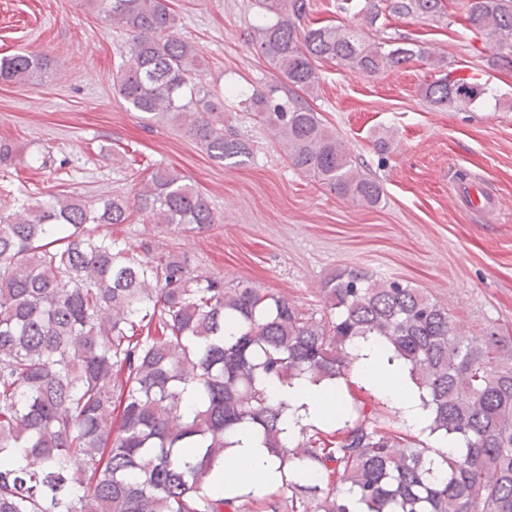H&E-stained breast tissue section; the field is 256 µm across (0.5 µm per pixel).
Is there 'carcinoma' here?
I'll list each match as a JSON object with an SVG mask.
<instances>
[{
	"label": "carcinoma",
	"mask_w": 512,
	"mask_h": 512,
	"mask_svg": "<svg viewBox=\"0 0 512 512\" xmlns=\"http://www.w3.org/2000/svg\"><path fill=\"white\" fill-rule=\"evenodd\" d=\"M130 34L114 88L146 119L167 117L226 167L253 150L224 124V100L271 126L288 162L337 194L376 205L381 186L359 174L336 134L303 98L275 102L197 78L202 52L178 29L169 0H95ZM255 46L302 92L318 84L315 62L366 75L413 60H444L421 46L368 43L363 30L304 23L306 0H258ZM443 0H363L373 25L384 13H443ZM464 30L493 42L494 62L512 68V0H463ZM47 55L0 59V81L47 77ZM484 90L448 72L425 88L436 105L467 107ZM128 202L79 198L0 212V512H512V340L474 344L448 310L402 279L343 269L322 287L323 314L248 284L224 289L195 275L179 254L121 248L92 224H124ZM135 208L156 224L214 223L204 194L157 168ZM377 336L408 367L431 430L460 445L413 447L363 418L339 436L289 445L285 403L268 384L336 381L360 338ZM194 410L181 419L184 394ZM248 426L284 464L299 461L324 485L284 480L257 501L224 497L208 476L227 435ZM348 485L336 495V482Z\"/></svg>",
	"instance_id": "cac0c4a2"
}]
</instances>
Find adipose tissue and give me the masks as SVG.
<instances>
[{"mask_svg": "<svg viewBox=\"0 0 512 512\" xmlns=\"http://www.w3.org/2000/svg\"><path fill=\"white\" fill-rule=\"evenodd\" d=\"M357 362L354 376L394 400L405 423L421 427L427 415L420 392L411 380L407 366L392 359L388 347L370 337L356 344ZM271 399L284 402L282 427L289 441H296L303 424L317 427L335 425L341 389L333 382L299 380L292 384L275 383L268 388ZM229 448L224 462L215 466L209 484L214 492L226 495L259 494L281 483L286 471L279 459L264 448L254 433L245 427L229 434Z\"/></svg>", "mask_w": 512, "mask_h": 512, "instance_id": "1", "label": "adipose tissue"}]
</instances>
